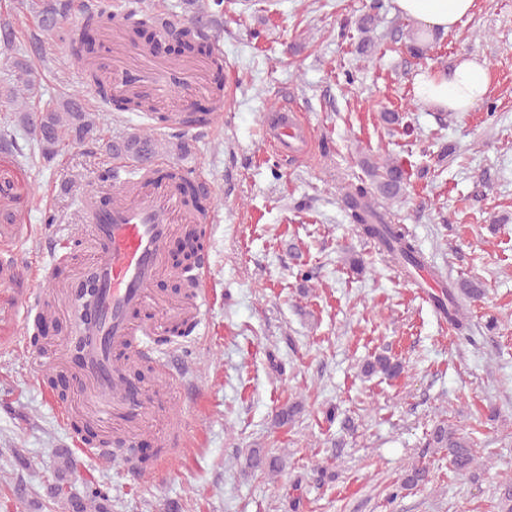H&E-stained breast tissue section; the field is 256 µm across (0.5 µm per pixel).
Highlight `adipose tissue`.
Wrapping results in <instances>:
<instances>
[{"mask_svg":"<svg viewBox=\"0 0 512 512\" xmlns=\"http://www.w3.org/2000/svg\"><path fill=\"white\" fill-rule=\"evenodd\" d=\"M397 12L414 20L426 33H447L472 8L473 0H394ZM485 63L467 59L448 69L421 76L416 96L430 108L444 112H467L489 92Z\"/></svg>","mask_w":512,"mask_h":512,"instance_id":"ef3b65f1","label":"adipose tissue"}]
</instances>
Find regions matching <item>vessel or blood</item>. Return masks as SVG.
Returning a JSON list of instances; mask_svg holds the SVG:
<instances>
[{
    "mask_svg": "<svg viewBox=\"0 0 512 512\" xmlns=\"http://www.w3.org/2000/svg\"><path fill=\"white\" fill-rule=\"evenodd\" d=\"M113 43L114 52L99 58L98 64L110 75L115 94L132 92L152 102L170 95L172 87L165 80L169 65L146 56L123 38H114ZM211 65L207 58L175 60L172 66L181 71V90L196 88ZM265 126L273 151L298 160L308 155L313 144L310 128L297 110L278 105L266 116ZM99 193L96 187L84 192L79 237L93 256L87 279L94 283L97 296L92 304L76 310L74 326L86 330L87 335L78 351L72 389L86 404V419L112 427L110 439L92 446V456L103 460L112 456L114 448L128 449L125 471L134 478L139 465L131 447L137 430L158 408L167 406L168 398L124 367L123 360L131 354L151 359L154 342L172 324H182L190 334L203 323L213 304L207 253H200L196 260L193 299L172 314L155 316L151 287L167 269L176 223L211 224L215 216L192 215L174 186L149 179L132 185L120 183L108 206L95 203ZM24 262V255L14 251L10 242L0 243L1 287L14 285L16 270ZM37 279L39 288L21 296L28 313L40 308L44 289L56 285L50 270L39 273ZM162 375L182 389L190 387L183 364L175 355L165 356ZM183 444V432L169 431L154 467L158 479L167 478Z\"/></svg>",
    "mask_w": 512,
    "mask_h": 512,
    "instance_id": "vessel-or-blood-1",
    "label": "vessel or blood"
}]
</instances>
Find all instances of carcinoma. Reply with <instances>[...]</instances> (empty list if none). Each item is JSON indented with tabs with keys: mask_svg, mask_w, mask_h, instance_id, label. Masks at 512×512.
<instances>
[{
	"mask_svg": "<svg viewBox=\"0 0 512 512\" xmlns=\"http://www.w3.org/2000/svg\"><path fill=\"white\" fill-rule=\"evenodd\" d=\"M68 0H40L34 5L43 31L52 34L63 28L68 11ZM224 12V0H206L204 7L191 18L193 26L177 31V43L181 54L193 55L211 51L208 40L202 38L194 23L204 15H215ZM114 25L122 29L128 42L145 52L153 51V45L143 40L145 29L152 27L163 36L165 32L158 29L155 18L142 15L138 19L117 14L112 16ZM102 16L93 8L89 9L84 22L79 27L66 31L72 55L83 64L84 84L95 89L105 100L112 101V84L110 79L96 66L101 46L91 35V31L102 25ZM13 83L7 99L0 103L5 111L19 114L18 122L34 132L39 157L50 162L58 152L60 144L68 139L73 143H82L92 136V124L86 120V113L78 95H71L60 102L48 103L34 111L27 107V100L38 94L32 67L24 60L14 59L8 69ZM123 109L130 112H154L151 102L137 96L120 99ZM109 149L118 155L131 157L137 161L157 156L182 155L187 152L185 143L163 141L148 133L127 135L117 144L109 145ZM370 185L349 184L344 193V207L356 223L357 231L373 240L384 253L406 274L422 267L424 258L415 241L411 239L399 224L388 222L389 212L378 210L381 201L398 200L403 191L405 172L402 166L393 160L382 162L369 158L363 161ZM163 178L174 184L185 198L187 206L197 212H204L212 203L209 194L198 182L184 177L177 168L166 171ZM198 251L196 232L188 233L187 250L177 263L184 272L193 267ZM441 291L432 296L435 309L448 325L460 335L471 330L470 320L460 299L477 301L484 295L482 285L474 280L458 282L439 281ZM403 371L402 362L392 356L379 355L363 366L367 376L382 374L389 378L399 376ZM428 446L446 452L448 460L457 472H467L479 465V457L475 447L476 440L468 433H463L440 422L431 431ZM244 468L251 472H260L272 479L283 469L281 457L265 448H249L244 454ZM429 482V471L422 465H413L405 472L400 488L413 490ZM54 495L64 500L66 512H110L109 499L100 488L91 485L85 495L78 497L64 491L63 486L54 488Z\"/></svg>",
	"mask_w": 512,
	"mask_h": 512,
	"instance_id": "cac0c4a2",
	"label": "carcinoma"
}]
</instances>
